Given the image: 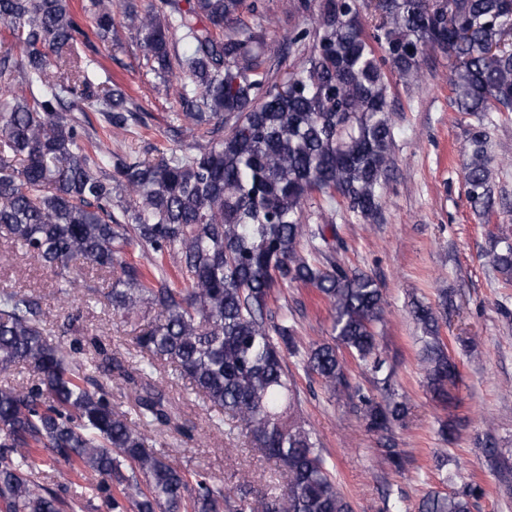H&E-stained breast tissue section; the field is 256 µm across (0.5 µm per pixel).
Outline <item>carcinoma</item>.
Segmentation results:
<instances>
[{"label":"carcinoma","instance_id":"1","mask_svg":"<svg viewBox=\"0 0 512 512\" xmlns=\"http://www.w3.org/2000/svg\"><path fill=\"white\" fill-rule=\"evenodd\" d=\"M244 2L154 0L139 11L132 0H88L98 38H112L121 13L155 75L165 84L178 76L177 116L205 130L206 140L149 160L112 149V135L145 124L144 112L83 60L87 36L69 0H0L9 30L0 77H12L0 86V238L53 271L64 297L84 282L78 261L108 273L104 306L139 327L128 364L96 336L67 350L42 327L38 299L0 291V373L21 365L29 374L24 386L0 384V512H81L85 499L105 512H351L298 421L289 356L377 436L381 464L406 468L393 429L405 424L409 398L377 348L383 292L327 256V226L306 232L303 207L318 192L342 197L357 216L378 213L392 167L389 76L418 83L424 54L438 50L451 60L457 111L478 120L462 162L467 199L491 212L483 117L512 109V0H453L447 17L437 0H320L315 13L312 0H291L290 15L309 23L289 31L298 63L281 85L262 0L250 2L252 26L240 23ZM90 112L102 113L103 131ZM304 239L319 259L301 253ZM489 262L512 286L509 229ZM279 284L316 288L332 307L331 340L301 349L295 318L272 308ZM410 314L427 388L446 407L459 370L439 316L422 302ZM348 356L371 372L372 388L351 381ZM162 364L189 380L210 431L224 433L226 415L246 429L281 467V490L254 495L246 483L235 495L156 449L155 432L196 429L157 382ZM101 373L130 394L127 409ZM62 464L94 477L84 493L49 486ZM481 492L431 488L418 512H473Z\"/></svg>","mask_w":512,"mask_h":512}]
</instances>
